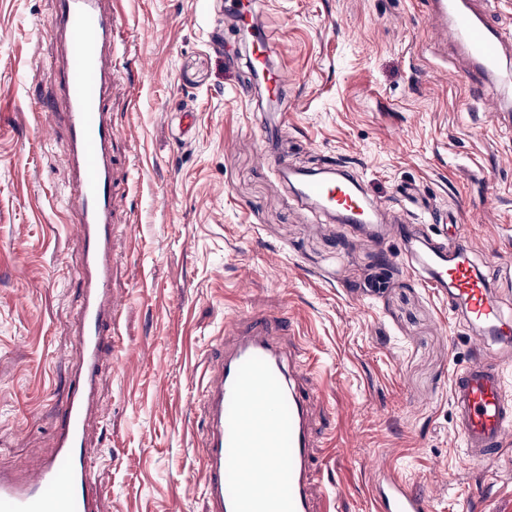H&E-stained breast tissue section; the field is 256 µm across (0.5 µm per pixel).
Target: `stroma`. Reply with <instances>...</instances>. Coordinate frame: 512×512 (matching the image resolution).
<instances>
[{"label": "stroma", "mask_w": 512, "mask_h": 512, "mask_svg": "<svg viewBox=\"0 0 512 512\" xmlns=\"http://www.w3.org/2000/svg\"><path fill=\"white\" fill-rule=\"evenodd\" d=\"M112 64L115 179L127 208L113 240L118 336L106 351L103 420L87 432L102 512H207L191 408L208 352L234 313L291 318L324 382L313 408L334 444L316 450L315 489L337 512H371L383 458L434 512H512V448L471 462L450 404L471 341L446 301L378 244L316 218L262 159V108L244 96L245 46L225 0H117ZM54 0H0V466L50 450L75 359L81 257L67 144L34 104L52 93ZM431 0H263L272 61L295 75L289 160L351 168L400 211L402 185L462 228L490 278L512 274V80L488 105L457 46L429 32ZM191 115L183 134L181 112Z\"/></svg>", "instance_id": "obj_1"}]
</instances>
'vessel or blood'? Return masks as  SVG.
Returning <instances> with one entry per match:
<instances>
[{
	"label": "vessel or blood",
	"instance_id": "vessel-or-blood-1",
	"mask_svg": "<svg viewBox=\"0 0 512 512\" xmlns=\"http://www.w3.org/2000/svg\"><path fill=\"white\" fill-rule=\"evenodd\" d=\"M105 0H54L46 33L60 47L49 74L54 109L69 150L66 164L75 184L66 214L81 226L82 262L73 269L82 302L73 323L77 359L68 397L60 407L52 452L25 476L0 469V512H101V491L86 455L89 421L101 414L97 400L103 354L112 344V227L119 201L113 182L112 145L117 138L109 107L119 79L112 67L113 34L124 16ZM438 32L475 61L478 76L500 67V35L460 0H435ZM250 63L270 99L291 82L287 69L269 61L272 39L251 28ZM300 201L347 227H363L378 242L401 241L403 260L420 281L438 289L448 311L475 329L473 350L451 383L455 427L470 458L492 463L512 446V396L505 371L512 366V312L503 294L469 260L448 251V227L418 236L405 221L387 223L343 166L317 171L289 166L274 150L264 155ZM300 339L291 326L276 329L254 320L225 337L207 357L196 401L203 417L199 463L208 512H333L331 497L314 498L316 419L311 397L319 388L300 371ZM373 512H432L430 498L384 462L373 466ZM275 475L266 497L256 484Z\"/></svg>",
	"mask_w": 512,
	"mask_h": 512
}]
</instances>
